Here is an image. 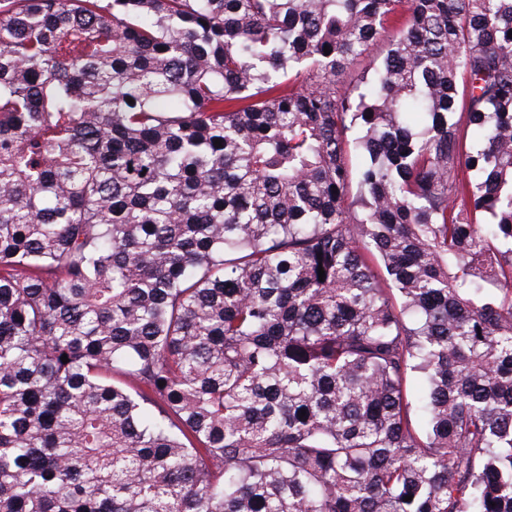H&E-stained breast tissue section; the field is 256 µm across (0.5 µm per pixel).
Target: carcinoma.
Instances as JSON below:
<instances>
[{"instance_id":"1","label":"carcinoma","mask_w":512,"mask_h":512,"mask_svg":"<svg viewBox=\"0 0 512 512\" xmlns=\"http://www.w3.org/2000/svg\"><path fill=\"white\" fill-rule=\"evenodd\" d=\"M511 30L0 0V512H512Z\"/></svg>"}]
</instances>
